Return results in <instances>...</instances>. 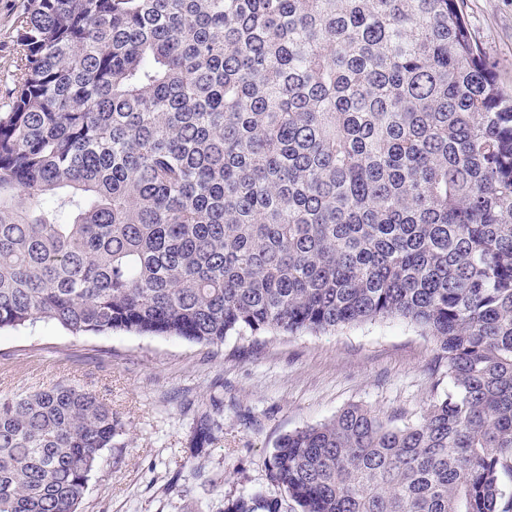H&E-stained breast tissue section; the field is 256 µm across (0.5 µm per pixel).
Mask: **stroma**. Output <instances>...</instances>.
Listing matches in <instances>:
<instances>
[{"instance_id": "obj_1", "label": "stroma", "mask_w": 512, "mask_h": 512, "mask_svg": "<svg viewBox=\"0 0 512 512\" xmlns=\"http://www.w3.org/2000/svg\"><path fill=\"white\" fill-rule=\"evenodd\" d=\"M21 0H0V101L12 87V30ZM498 81L512 89V0H463ZM431 337L402 320L289 336L274 330L209 347L182 339L74 336L37 321L0 331V398L72 383L95 392L126 433L106 451L81 512H224L241 496L292 501L271 481L270 461L289 431L366 405L415 421L447 391ZM224 394V430L190 447L196 417Z\"/></svg>"}]
</instances>
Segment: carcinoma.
<instances>
[{
  "instance_id": "1",
  "label": "carcinoma",
  "mask_w": 512,
  "mask_h": 512,
  "mask_svg": "<svg viewBox=\"0 0 512 512\" xmlns=\"http://www.w3.org/2000/svg\"><path fill=\"white\" fill-rule=\"evenodd\" d=\"M460 3L24 0L0 330L218 346L407 321L446 397L285 434L272 481L298 512H512V93ZM218 430L201 413L195 446ZM124 434L76 385L0 398V512H80Z\"/></svg>"
}]
</instances>
